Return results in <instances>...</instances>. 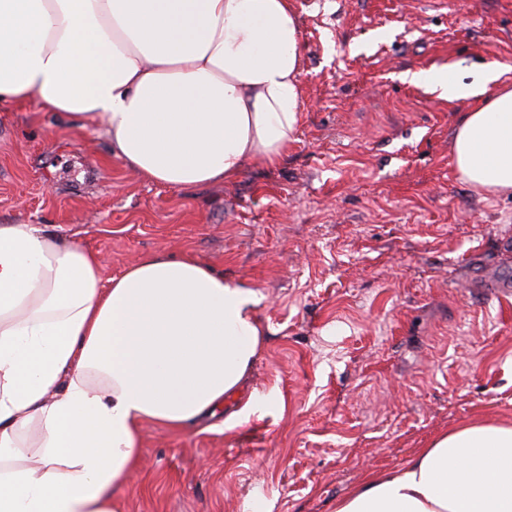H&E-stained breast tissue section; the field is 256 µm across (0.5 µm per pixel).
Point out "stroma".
I'll return each mask as SVG.
<instances>
[{
  "mask_svg": "<svg viewBox=\"0 0 512 512\" xmlns=\"http://www.w3.org/2000/svg\"><path fill=\"white\" fill-rule=\"evenodd\" d=\"M300 122L276 166L173 190L112 157L97 125L0 112V224H48L111 278L191 254L261 295L245 396L181 431L146 422L123 512H334L370 471L403 467L462 423H512V193L463 183L470 101L407 73L498 67L512 0H293Z\"/></svg>",
  "mask_w": 512,
  "mask_h": 512,
  "instance_id": "35a3bbf8",
  "label": "stroma"
}]
</instances>
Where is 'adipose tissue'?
<instances>
[{"label":"adipose tissue","instance_id":"1","mask_svg":"<svg viewBox=\"0 0 512 512\" xmlns=\"http://www.w3.org/2000/svg\"><path fill=\"white\" fill-rule=\"evenodd\" d=\"M292 0H0V106L32 102L172 189L272 166L294 141ZM477 99L453 138L464 182L512 192V86L486 68L408 73ZM260 297L191 256L103 279L46 224H0V512H122L141 425L215 417L264 344ZM335 512H512V425L466 423L376 471Z\"/></svg>","mask_w":512,"mask_h":512}]
</instances>
